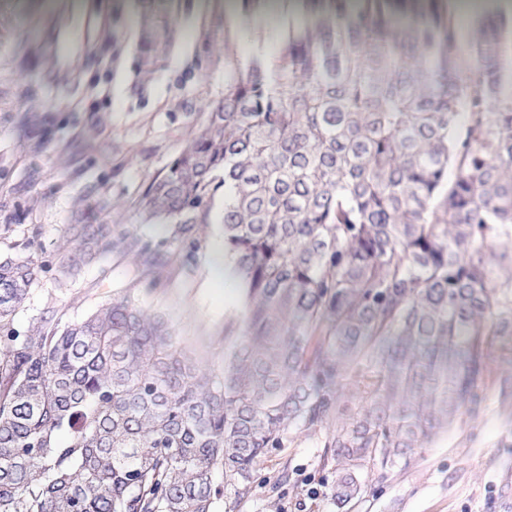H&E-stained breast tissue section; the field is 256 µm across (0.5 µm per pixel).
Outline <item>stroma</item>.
I'll list each match as a JSON object with an SVG mask.
<instances>
[{"label":"stroma","mask_w":512,"mask_h":512,"mask_svg":"<svg viewBox=\"0 0 512 512\" xmlns=\"http://www.w3.org/2000/svg\"><path fill=\"white\" fill-rule=\"evenodd\" d=\"M439 3L465 30L480 18H512V0ZM302 9V0H255L245 16L238 0H0V93L12 102L0 112V187L19 186L23 200L39 203L11 238H0V254L11 253L12 240L35 224L40 235L31 253L52 259L76 199L103 187L117 204L113 223L134 226L169 253L143 306L160 312L204 362L222 368L224 327L239 286L224 255L220 203L211 202L210 222L197 238L177 239L171 224L142 218L138 199L201 122V102L222 98L235 68L252 56L275 62ZM151 12L174 19L177 36L144 82L137 57L142 18ZM209 35L224 44L225 58L203 73ZM23 114L46 135L41 155L24 147L17 129ZM137 268L135 256L112 252L64 286L56 271L42 273L16 321L24 326L52 309L76 321L109 303ZM501 311L509 325L488 330L477 416L460 414L408 467L365 471L361 496L338 510L323 437L293 428L247 488L234 489L215 473L224 494L214 512H512V288Z\"/></svg>","instance_id":"obj_1"}]
</instances>
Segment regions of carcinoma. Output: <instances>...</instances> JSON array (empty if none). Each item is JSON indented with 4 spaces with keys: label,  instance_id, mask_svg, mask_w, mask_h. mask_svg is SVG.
Returning a JSON list of instances; mask_svg holds the SVG:
<instances>
[{
    "label": "carcinoma",
    "instance_id": "obj_1",
    "mask_svg": "<svg viewBox=\"0 0 512 512\" xmlns=\"http://www.w3.org/2000/svg\"><path fill=\"white\" fill-rule=\"evenodd\" d=\"M255 56L139 206L192 238L224 188V253L241 286L224 367L187 354L141 286L162 245L80 198L60 278L118 250L140 275L76 322L15 318L50 264L0 257V512H213L212 472L250 484L292 425L325 430L344 508L362 470L405 467L462 408L477 414L483 336L500 310L490 260L512 252V22L468 33L432 7L397 18L346 0ZM176 22L142 24L139 72ZM23 141L40 154L32 128ZM22 204H0L8 233ZM358 410L345 415L346 380Z\"/></svg>",
    "mask_w": 512,
    "mask_h": 512
}]
</instances>
